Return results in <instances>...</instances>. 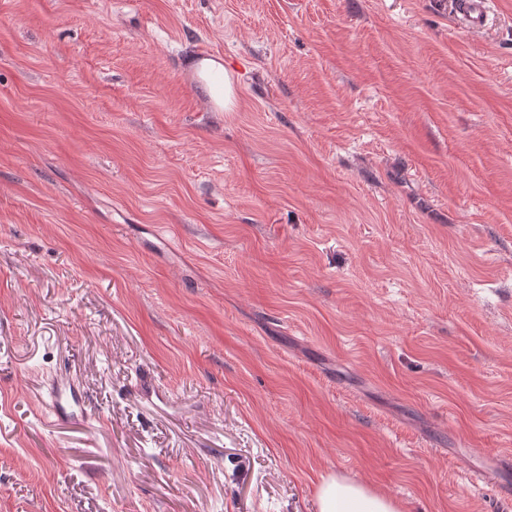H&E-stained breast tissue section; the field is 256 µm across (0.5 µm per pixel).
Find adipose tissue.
<instances>
[{"label": "adipose tissue", "mask_w": 512, "mask_h": 512, "mask_svg": "<svg viewBox=\"0 0 512 512\" xmlns=\"http://www.w3.org/2000/svg\"><path fill=\"white\" fill-rule=\"evenodd\" d=\"M317 497L320 512H399L392 499L337 477L325 479Z\"/></svg>", "instance_id": "obj_1"}]
</instances>
